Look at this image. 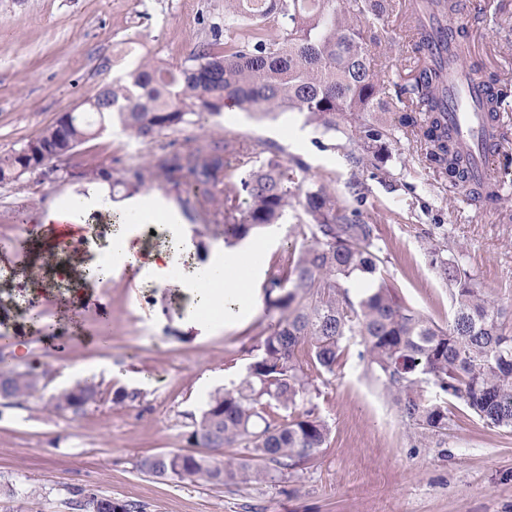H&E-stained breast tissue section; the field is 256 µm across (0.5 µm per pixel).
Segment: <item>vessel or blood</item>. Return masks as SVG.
I'll list each match as a JSON object with an SVG mask.
<instances>
[{
	"instance_id": "b4317fda",
	"label": "vessel or blood",
	"mask_w": 512,
	"mask_h": 512,
	"mask_svg": "<svg viewBox=\"0 0 512 512\" xmlns=\"http://www.w3.org/2000/svg\"><path fill=\"white\" fill-rule=\"evenodd\" d=\"M465 20L466 13L461 8L437 19L432 58L448 65L443 119L470 158L469 181L460 190L462 197L469 200L477 191L493 185L494 161L508 143L498 119L486 110L493 89L479 74L465 67L473 48L472 38L460 33Z\"/></svg>"
}]
</instances>
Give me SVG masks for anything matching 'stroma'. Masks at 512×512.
<instances>
[{
	"label": "stroma",
	"instance_id": "obj_1",
	"mask_svg": "<svg viewBox=\"0 0 512 512\" xmlns=\"http://www.w3.org/2000/svg\"><path fill=\"white\" fill-rule=\"evenodd\" d=\"M482 76L512 82V0H468ZM224 25V0H0V152L20 147L78 108L124 69L151 57L176 68ZM231 134L272 146L283 162L303 161L304 187L328 180L360 219L375 225L383 275L397 297L438 325L453 313L432 250L447 247L477 287L512 307V173L486 209L469 204L426 165L419 144L397 134L385 162L353 166L344 134H325L296 112L208 114L163 136L181 150L201 134ZM148 148L108 127L72 158L53 161L28 185L0 184V240L28 249L0 252V336L24 337L26 353L9 346L0 359L45 373V386L18 404L0 399V484L30 498L32 512H71L74 488L142 504L145 512H512V430L476 417H456L445 432L408 424L350 336L335 373L310 370L315 386L305 408L331 428L318 456L263 484L214 487L142 473L157 453L185 452L192 417L210 394L245 374L268 322L264 298L253 315L215 329L190 327L188 291L160 286L153 273L125 269L91 286L71 324L61 308L65 283L44 275L41 322L28 323L18 282L37 270L41 212L85 188L93 166L119 172ZM365 187L350 197L349 180ZM301 205L278 224L252 230L240 249L262 253L255 288L287 245L301 244ZM91 380L99 395L77 419L44 411L54 393Z\"/></svg>",
	"mask_w": 512,
	"mask_h": 512
}]
</instances>
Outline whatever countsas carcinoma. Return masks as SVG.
Instances as JSON below:
<instances>
[{
	"mask_svg": "<svg viewBox=\"0 0 512 512\" xmlns=\"http://www.w3.org/2000/svg\"><path fill=\"white\" fill-rule=\"evenodd\" d=\"M455 3L425 0L422 9L448 13ZM403 10L402 0H224V34L201 43L178 68L141 62L46 127L35 149L24 144L0 153V183L42 171L114 121L151 145L205 112L219 115L235 107L263 115L299 112L325 134L344 126L346 158L356 166L388 152L401 130L424 147L436 173L456 186L466 179L469 159L441 121L439 70L416 67L394 99L372 51L380 43L375 30L386 29ZM382 112L399 113L397 122L372 121ZM252 155L253 148L234 137L203 135L181 151L151 150L119 177L98 168L81 177L110 180L113 191L132 194L158 180L176 189L185 171L216 188L241 170L236 190L185 199L202 213L224 210V243L233 245L283 219L302 182V168L275 155ZM302 208L303 243L287 248L265 285L266 306L278 317L260 333L240 383L215 390L189 425L190 447L243 448L251 460L230 457L218 464L199 452L161 453L142 459L141 472L191 484H249L265 481L261 461L288 471L310 460L324 447L329 427L313 411L299 409L312 382L297 353L307 350L312 365L332 374L347 336L361 338L362 357L408 422L445 430L451 397L484 424L512 429V308L476 287L458 262L442 258L437 271L451 289L453 315L440 327L388 288L375 226L340 203L335 189L321 183L307 190ZM354 275L369 282L356 302L345 286ZM39 383L31 370L0 366L1 399L25 401ZM96 396L97 386L85 380L52 395L45 407L75 419ZM276 409L288 415L277 418ZM71 494L75 512H102L92 508L99 493L76 488Z\"/></svg>",
	"mask_w": 512,
	"mask_h": 512,
	"instance_id": "obj_1",
	"label": "carcinoma"
}]
</instances>
